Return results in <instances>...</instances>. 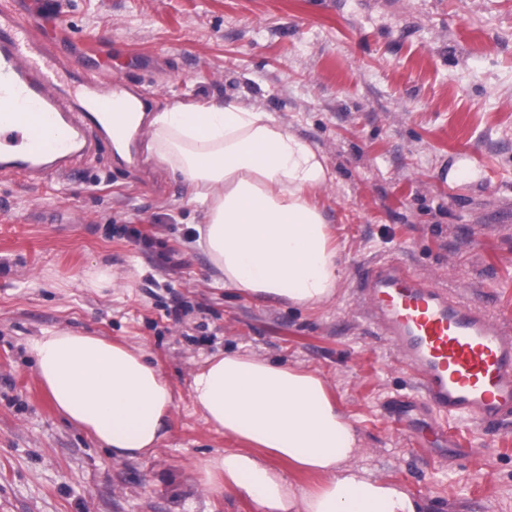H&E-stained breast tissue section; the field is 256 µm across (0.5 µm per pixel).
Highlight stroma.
<instances>
[{
	"label": "stroma",
	"instance_id": "1",
	"mask_svg": "<svg viewBox=\"0 0 512 512\" xmlns=\"http://www.w3.org/2000/svg\"><path fill=\"white\" fill-rule=\"evenodd\" d=\"M26 8L57 18L75 67L111 60L151 111L236 96L318 146L345 275L315 310L225 287L185 238L203 221L188 186L141 151L102 153L43 187L0 177V512H255L200 483L202 461L237 442L189 396L206 357L243 350L318 372L357 427L364 464L426 512H512V431L490 442L460 426L471 456L448 447L358 292L365 267L397 258L512 325V0ZM104 266L111 282L94 283ZM177 302L191 307L178 323L167 316ZM59 328L152 354L176 390L154 456L114 460L51 405L25 344Z\"/></svg>",
	"mask_w": 512,
	"mask_h": 512
}]
</instances>
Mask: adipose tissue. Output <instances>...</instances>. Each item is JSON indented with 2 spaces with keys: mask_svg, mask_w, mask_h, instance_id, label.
Returning <instances> with one entry per match:
<instances>
[{
  "mask_svg": "<svg viewBox=\"0 0 512 512\" xmlns=\"http://www.w3.org/2000/svg\"><path fill=\"white\" fill-rule=\"evenodd\" d=\"M148 156L179 172L204 214L198 244L225 286L317 308L344 277L316 194L333 174L306 139L238 99L178 101L153 115ZM26 351L52 403L118 460L152 455L168 435L175 391L149 354L61 329ZM193 406L238 440L205 459L201 482L256 512H425L422 501L358 462L361 439L324 379L249 351L207 357L191 378ZM319 476L306 489L270 459Z\"/></svg>",
  "mask_w": 512,
  "mask_h": 512,
  "instance_id": "ef3b65f1",
  "label": "adipose tissue"
}]
</instances>
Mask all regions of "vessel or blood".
<instances>
[{
    "label": "vessel or blood",
    "instance_id": "1",
    "mask_svg": "<svg viewBox=\"0 0 512 512\" xmlns=\"http://www.w3.org/2000/svg\"><path fill=\"white\" fill-rule=\"evenodd\" d=\"M65 65L57 35L27 15L22 0H0L1 177L47 183L111 145V123L126 109L111 63L67 82ZM48 127L62 135L46 152L35 132ZM360 287L374 326L441 423L486 434L512 424V328L398 260L370 266Z\"/></svg>",
    "mask_w": 512,
    "mask_h": 512
}]
</instances>
